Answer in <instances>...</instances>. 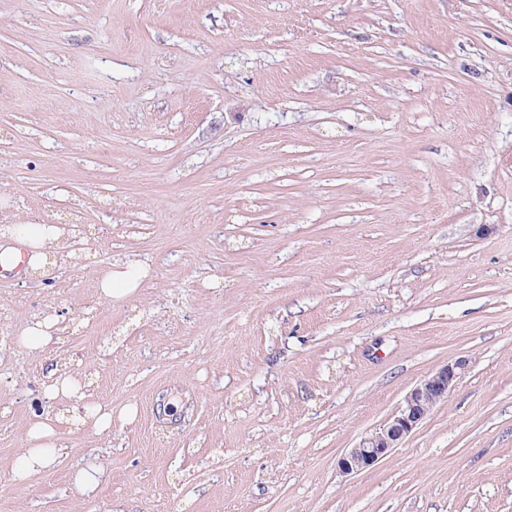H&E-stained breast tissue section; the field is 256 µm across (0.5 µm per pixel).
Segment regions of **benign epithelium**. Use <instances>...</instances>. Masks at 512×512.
Instances as JSON below:
<instances>
[{
	"label": "benign epithelium",
	"mask_w": 512,
	"mask_h": 512,
	"mask_svg": "<svg viewBox=\"0 0 512 512\" xmlns=\"http://www.w3.org/2000/svg\"><path fill=\"white\" fill-rule=\"evenodd\" d=\"M467 368L461 359L446 364L418 382L405 396L398 411L382 426L365 436L337 460L343 474L367 470L399 447L439 404L448 401V393Z\"/></svg>",
	"instance_id": "benign-epithelium-1"
}]
</instances>
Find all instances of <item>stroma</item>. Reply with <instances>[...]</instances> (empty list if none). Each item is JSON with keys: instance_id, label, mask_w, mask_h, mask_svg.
Masks as SVG:
<instances>
[{"instance_id": "obj_1", "label": "stroma", "mask_w": 512, "mask_h": 512, "mask_svg": "<svg viewBox=\"0 0 512 512\" xmlns=\"http://www.w3.org/2000/svg\"><path fill=\"white\" fill-rule=\"evenodd\" d=\"M75 210L54 287L0 276V512H512V0H0V214ZM53 365L84 397L12 481ZM142 269V264L134 256L114 260L101 278V296L111 302L112 299L122 300L128 297L138 286L134 275ZM53 324L48 321H36L20 336V344L31 351H43L53 341ZM466 368V360H457L440 367L418 382L406 394L402 405L388 421L339 457V471L346 475L358 473L375 466L390 455L437 405L447 402L448 393ZM63 416L43 417L42 413L34 418L22 430L23 448L19 449L12 468L11 476L17 482H23L33 473L41 472L54 466L57 461L58 428Z\"/></svg>"}]
</instances>
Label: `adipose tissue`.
<instances>
[{"label": "adipose tissue", "mask_w": 512, "mask_h": 512, "mask_svg": "<svg viewBox=\"0 0 512 512\" xmlns=\"http://www.w3.org/2000/svg\"><path fill=\"white\" fill-rule=\"evenodd\" d=\"M140 261L132 256L114 260L100 281V293L109 300H121L131 295L136 287L135 275L141 270ZM57 419L35 415L22 431V446L13 462L11 476L22 482L30 475L54 466L57 461Z\"/></svg>", "instance_id": "obj_1"}]
</instances>
